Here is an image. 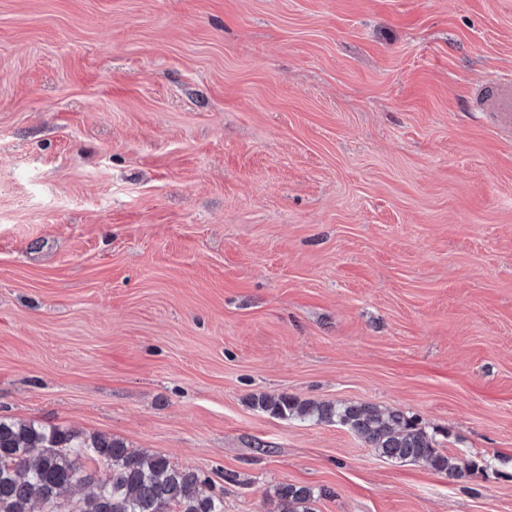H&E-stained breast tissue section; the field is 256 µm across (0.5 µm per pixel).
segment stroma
Returning <instances> with one entry per match:
<instances>
[{"instance_id": "35a3bbf8", "label": "stroma", "mask_w": 512, "mask_h": 512, "mask_svg": "<svg viewBox=\"0 0 512 512\" xmlns=\"http://www.w3.org/2000/svg\"><path fill=\"white\" fill-rule=\"evenodd\" d=\"M512 0H0V418L224 512H512ZM369 402L452 482L259 394ZM470 111L494 117L495 127L512 134V81L489 77L470 91ZM278 499V512H312L311 504L315 500V491L307 486L285 485L275 491Z\"/></svg>"}]
</instances>
